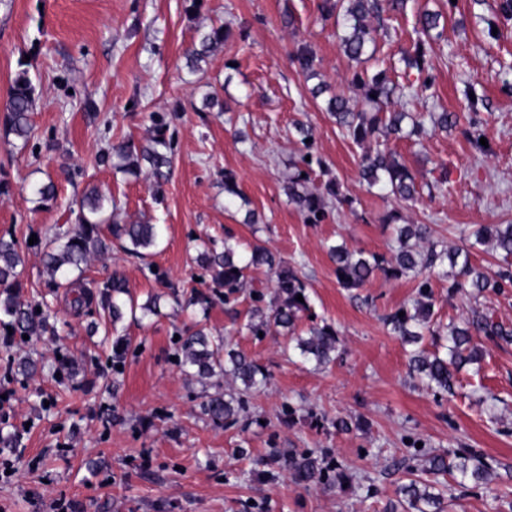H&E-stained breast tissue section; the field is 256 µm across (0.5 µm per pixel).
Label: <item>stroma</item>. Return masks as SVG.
<instances>
[{
    "instance_id": "35a3bbf8",
    "label": "stroma",
    "mask_w": 512,
    "mask_h": 512,
    "mask_svg": "<svg viewBox=\"0 0 512 512\" xmlns=\"http://www.w3.org/2000/svg\"><path fill=\"white\" fill-rule=\"evenodd\" d=\"M319 0H0V104L15 75L28 70L36 86L33 135L25 147L0 127V235L20 240L71 225V207L98 187L104 210L116 220L151 218L162 227L158 247L137 257L112 249L83 274L97 289L112 273L126 280L138 303L160 298V315L111 325L102 311L75 315L66 288L49 287L37 250H29L23 301L50 309L57 335L0 339V512H385L398 499L410 470L429 452L471 450L481 455L490 482L475 488L438 476L446 512H512V342L479 337V367L456 375L454 391L434 395L408 375L407 349L385 324V314L411 306L417 282L375 275L363 287H342L328 249L386 254L389 215L426 224L449 249H468L487 272L501 257L470 248L478 224L512 223V19L499 0H410L405 12L382 13L388 31L379 58L398 84L417 83L400 49L416 38L418 10L441 11L439 45L429 55L433 85L426 98L403 99L409 112H453L456 126L422 143L390 146L432 193L407 204L361 179V149L344 137L324 101L313 98L288 53L309 43L323 80L342 89L357 68L340 46L333 22L322 20ZM293 16L285 27V16ZM226 23L231 34L197 73L184 53L198 30ZM474 87L480 130L491 151L475 152L463 131ZM223 109L207 110V95ZM164 116L174 142L173 172L162 195L147 173L132 176L97 162L109 144L144 142L154 115ZM313 128L311 174L335 178L347 196L320 224L307 223L288 202L289 161L303 151L294 126ZM242 194L228 204L224 173ZM54 180L55 200L39 204L34 186ZM258 223H245L247 211ZM261 245L295 266L307 283L312 312L337 331L336 359L318 367L301 362L283 336L259 337L245 327L253 295L276 300L270 274L253 273L250 287L225 300L194 258L202 245ZM210 298L187 306L190 288ZM441 323L487 316L512 327V288L475 299L433 281ZM228 336L232 347L261 365L267 384L247 395L236 423L212 422L203 403L213 387L187 378L175 361V336L195 324ZM128 337L121 371L112 368L109 331ZM31 355L44 369L35 377L16 361ZM355 423L339 432L336 418ZM310 453L337 461L352 488L335 483L303 487L288 472L289 455Z\"/></svg>"
}]
</instances>
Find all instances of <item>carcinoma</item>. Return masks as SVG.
<instances>
[{"mask_svg": "<svg viewBox=\"0 0 512 512\" xmlns=\"http://www.w3.org/2000/svg\"><path fill=\"white\" fill-rule=\"evenodd\" d=\"M406 0H322L321 16L324 20H334L341 30L339 40L344 54L359 62L362 56H374L378 51L381 37L379 29L370 24V18L383 12H402ZM440 12L424 11L420 14V31L412 48L403 53L400 61L405 68L417 71L422 76L416 94L424 95L432 87L428 71L427 45L430 31L438 28ZM224 26L212 27L199 32L195 42L185 54L187 67L196 72L212 51L224 43ZM292 62L305 78L318 76L319 60L311 45L306 42L295 44L290 53ZM351 95L340 91L326 101L325 109L334 118L337 127L355 145L362 146L368 141L375 147L361 157L360 176L369 187H378L405 202H414L420 196L422 185L387 143L379 136L391 134L406 139H421L436 129L446 130L457 124L458 116L452 112H430V125L424 118L414 117L407 112L395 109L401 95V88L393 82L387 72L379 70L356 71L348 79ZM36 104L35 85L28 71H20L14 78L8 100L0 111L3 122L10 134L27 145L33 133L30 114ZM304 153L293 163L294 175L289 178L286 194L293 204L311 224L323 221L327 207L332 202L341 201L336 181L330 179L311 190L308 181L311 166L322 164L321 160L308 161ZM173 145L166 136V126L155 121L152 135L143 144L123 140L108 146L98 157L101 165L139 175L142 166L148 167L154 193H160L162 185L168 181L172 166ZM103 199L96 190H91L78 201L77 224L71 229L56 228L45 237L42 255L44 271L54 282L75 272L83 273L84 266L91 258L102 256L116 241L129 253L136 255L156 245L159 227L138 219L118 224L112 218H104ZM393 232L397 246L390 256L364 252L352 253L343 246L329 248L335 264L338 282L345 288H359L376 273L388 279L412 276L418 279L417 295L412 307L397 309L386 317L392 332L414 346L410 352L409 374L426 389L448 394L452 391L456 374L467 365H478L485 350L474 342L476 336H486L492 340H512V328L495 323L486 317H474L461 323H448L447 330H441L434 321L433 277L450 266L455 269L449 288L475 296L486 292H500L512 287V224H480L473 231L471 247L492 245L503 257V265L492 275L474 266L469 254L461 249L450 250L431 236L426 224H395ZM198 266L212 274V278L223 283L227 293L234 294L246 284L253 272L266 268L275 273L274 288L279 302L268 315L258 308L248 311V330L255 336L267 333L271 327L287 342L295 343L300 356L318 365L333 359L339 343L337 331L327 323L313 319L307 284L298 272L287 262L277 258L271 251L254 246L249 251L239 250L238 244L224 240V250L219 251L207 245L196 257ZM25 265L22 246L13 236H0V335L6 341L16 336L55 335V323L50 314L37 310L20 299L23 282L21 267ZM76 289L72 306L78 313L96 306L107 313L111 324L122 321L125 312L136 313V309L160 314L158 299L138 306L130 297L126 280L118 273L106 282L98 294L93 295L82 289L80 278L68 281ZM302 295L303 301L296 300ZM404 316H399L400 312ZM311 319L306 336L295 333V324L300 315ZM436 341L445 338L446 352L436 349L428 351L423 347L425 337ZM128 347L127 338L116 336L112 339V368L124 363ZM178 355L186 375L198 381L218 380L226 377L241 383L243 390L250 391L265 384L268 373L256 362L239 351L226 349L224 337L213 334L202 326L187 336L180 337ZM206 415L215 423H234L243 410V400L233 393H216L203 405ZM288 470L298 484L308 486L330 479L336 474V487L343 488L339 464L323 463L311 454L288 457ZM425 472L432 475L456 471L463 480L476 485L488 481V468L473 454H460L454 458L433 455L425 460ZM404 502L412 512H442L443 494L434 485L423 480L411 479L399 488Z\"/></svg>", "mask_w": 512, "mask_h": 512, "instance_id": "obj_1", "label": "carcinoma"}]
</instances>
